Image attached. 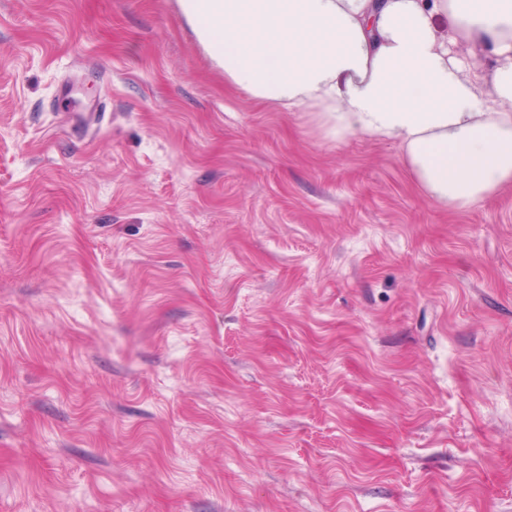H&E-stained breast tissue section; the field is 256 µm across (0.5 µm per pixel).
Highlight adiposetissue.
Masks as SVG:
<instances>
[{
  "mask_svg": "<svg viewBox=\"0 0 512 512\" xmlns=\"http://www.w3.org/2000/svg\"><path fill=\"white\" fill-rule=\"evenodd\" d=\"M179 2L227 83L311 113L326 139L397 144L432 202L512 185V0Z\"/></svg>",
  "mask_w": 512,
  "mask_h": 512,
  "instance_id": "obj_1",
  "label": "adipose tissue"
}]
</instances>
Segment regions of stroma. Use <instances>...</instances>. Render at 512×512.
<instances>
[{
    "label": "stroma",
    "instance_id": "1",
    "mask_svg": "<svg viewBox=\"0 0 512 512\" xmlns=\"http://www.w3.org/2000/svg\"><path fill=\"white\" fill-rule=\"evenodd\" d=\"M0 512H512V187L433 203L178 0H0Z\"/></svg>",
    "mask_w": 512,
    "mask_h": 512
}]
</instances>
